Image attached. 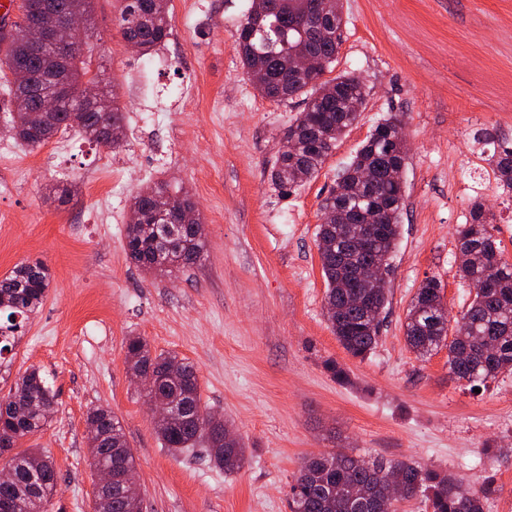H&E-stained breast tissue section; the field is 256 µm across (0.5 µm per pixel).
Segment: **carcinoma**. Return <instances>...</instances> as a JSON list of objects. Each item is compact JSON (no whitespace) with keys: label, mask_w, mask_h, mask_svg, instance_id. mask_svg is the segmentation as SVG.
Masks as SVG:
<instances>
[{"label":"carcinoma","mask_w":512,"mask_h":512,"mask_svg":"<svg viewBox=\"0 0 512 512\" xmlns=\"http://www.w3.org/2000/svg\"><path fill=\"white\" fill-rule=\"evenodd\" d=\"M94 0H24L21 20L7 37L5 59L0 64V91L10 102L9 123L15 138L34 149L53 136L72 130L86 140L110 150L124 146L123 107L115 91L104 85L99 74H90L86 56L76 49L64 54L62 73L73 91L52 121L36 125L30 113L37 111L33 90L43 85L53 66V51L33 42L35 29L55 26L72 12L85 16L87 27L94 24ZM118 25L122 38L146 55L171 35L167 0H119ZM276 8L262 19L246 13L236 36L244 74L263 97L285 101L304 97L305 108L288 125L285 136L296 141L292 152H278L269 176L281 189H290L321 169L336 142L359 119L365 89L352 73L340 74L320 83L294 72L293 49L304 46L330 65L340 46L342 6L331 0H275ZM25 74L18 86L9 75ZM102 87L94 103L81 100L84 87ZM402 126L394 114L379 122L351 162L337 175L336 186L323 202V211L341 215L337 223L318 226L316 241L326 284V309L332 331L343 348L364 357L378 342L380 323L370 313L382 314L388 303L385 288H375L357 273L375 257L392 258L400 236L404 186L394 182L390 172L405 165L407 149L397 141ZM500 187L512 191V143L503 142L488 158ZM168 193L167 186L155 184L133 197L130 209L140 215L139 223L127 227L125 250L129 258L147 271L186 267L201 261L203 238L193 225L201 217L184 223L194 212L186 199H173L169 223H155V198ZM379 213L385 233L364 250L351 242L364 236L366 221ZM489 212L476 201L469 223L458 232V273L475 289L464 315L470 327L467 335L448 338V307L443 288L435 278L425 279L408 309L404 335L407 346L425 356L441 346L448 347V371L456 380L475 388L485 386L512 371V262L504 259L499 243L489 231ZM495 281V288L479 287L483 278ZM49 268L42 261L24 262L0 278V353L22 333L30 315L43 304L50 286ZM131 374L149 384L147 395L176 403L165 421L156 423L161 444L170 453L183 454L198 446L208 449L210 462L226 473L240 470L245 448L223 422L215 424L203 407L195 366L171 353L152 355L148 342L134 336L126 344ZM56 396L46 386L40 371L26 370L0 399V454L47 425ZM100 436L97 449L90 451L91 466L105 465L120 476L135 469V458L119 419L108 409L97 407L88 414ZM16 477L0 485V512L8 504L19 512H45V505L57 492V474L50 457L26 449L11 458ZM402 478V496L387 499L388 473ZM497 491L494 480L465 483L416 462H389L365 457L344 448L304 458L291 485L290 512H398L404 501L421 499L429 512H484L489 496ZM105 512H143L142 502L130 498L122 481L112 482Z\"/></svg>","instance_id":"1"}]
</instances>
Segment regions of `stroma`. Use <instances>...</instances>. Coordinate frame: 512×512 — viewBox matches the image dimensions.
<instances>
[{"label":"stroma","mask_w":512,"mask_h":512,"mask_svg":"<svg viewBox=\"0 0 512 512\" xmlns=\"http://www.w3.org/2000/svg\"><path fill=\"white\" fill-rule=\"evenodd\" d=\"M251 4L170 0L172 35L146 57L124 46L117 0H95L94 26L78 36L125 109L124 147L69 132L60 153L0 131V277L35 260L51 274L24 336L0 353V397L30 367L56 395L47 426L20 442L55 464L48 512H94L87 416L99 406L133 450L143 512H290L302 459L338 448L466 482L493 477L486 512H512V375L474 392L449 375L447 348L420 358L403 329L425 279L441 281L450 320L470 303L456 244L474 201L512 260V194L487 161L496 141H512V0H343L325 76H359L363 112L316 177L287 191L269 168L303 104L264 98L247 80L235 39ZM184 82L185 106L171 96ZM391 113L409 141L405 199L379 340L359 358L327 320L316 232L337 172ZM157 182L202 218L197 266L149 273L125 251L131 200ZM132 336L194 364L203 405L246 448L242 469L162 447L128 369Z\"/></svg>","instance_id":"stroma-1"}]
</instances>
